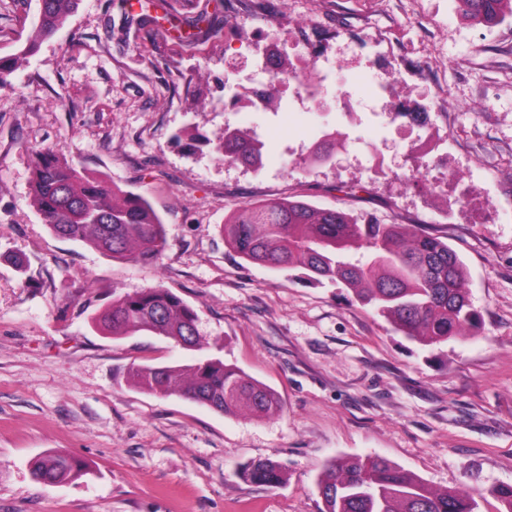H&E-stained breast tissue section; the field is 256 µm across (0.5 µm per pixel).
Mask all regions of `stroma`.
<instances>
[{
	"label": "stroma",
	"instance_id": "1",
	"mask_svg": "<svg viewBox=\"0 0 512 512\" xmlns=\"http://www.w3.org/2000/svg\"><path fill=\"white\" fill-rule=\"evenodd\" d=\"M81 0L0 87V512H322L334 457L379 455L436 489L512 484V17L487 28L455 0ZM38 0H0V58L22 52ZM213 20L187 41L199 14ZM382 45L367 47L363 25ZM315 47L321 66L357 75L359 111L332 162L299 167L317 141L283 112L224 106L269 47ZM429 115L441 145L421 175L409 139L379 144L372 169L369 86ZM233 127L262 144V170L218 160L204 138ZM57 146L88 173L146 195L165 223L158 262L115 260L53 235L30 197L33 150ZM294 197L439 236L465 263L481 336L409 342L347 289L302 270L242 261L221 228L248 202ZM160 285L198 315L187 350L140 331L113 337L92 317ZM218 357L274 388L276 416L222 414L133 385L142 365ZM50 451L88 474L54 486L32 462ZM279 463L287 480L239 472ZM241 475L250 483L269 487H275L285 480L282 467L268 459L253 461L244 467Z\"/></svg>",
	"mask_w": 512,
	"mask_h": 512
}]
</instances>
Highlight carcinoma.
<instances>
[{
    "label": "carcinoma",
    "mask_w": 512,
    "mask_h": 512,
    "mask_svg": "<svg viewBox=\"0 0 512 512\" xmlns=\"http://www.w3.org/2000/svg\"><path fill=\"white\" fill-rule=\"evenodd\" d=\"M39 21L24 51L0 58V85L20 60L34 53L78 8L80 0H38ZM462 15L485 26L512 17V0H456ZM233 165L261 162L259 141L239 129H226L209 141ZM327 137L304 158L325 164L334 156ZM32 203L56 236L79 241L113 259L152 265L165 245L164 224L140 193L93 176L68 159L59 147L36 150L32 161ZM224 243L239 258L271 268H301L307 279L336 282L384 317L394 330L423 345L477 337L484 318L464 288L467 269L438 237L410 224H385L370 214L354 217L318 209L299 199H270L237 209L224 220ZM112 336L148 331L183 347L201 346L198 317L181 297L159 285L141 288L112 301L92 318ZM135 384L150 393L178 396L232 414L246 411L267 417L280 411L276 392L221 359L182 366H138ZM88 464L66 452L37 459L33 478L46 485L87 473ZM318 485L323 512H476L470 491H437L381 457L334 458ZM254 484L275 487L285 480L271 460L254 461L241 472ZM489 494L502 512H512V485Z\"/></svg>",
    "instance_id": "1"
}]
</instances>
